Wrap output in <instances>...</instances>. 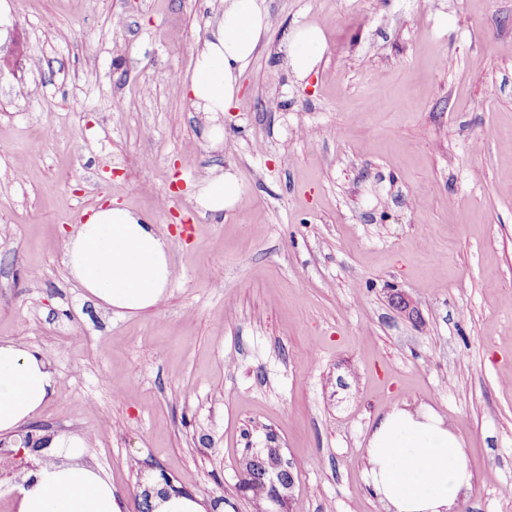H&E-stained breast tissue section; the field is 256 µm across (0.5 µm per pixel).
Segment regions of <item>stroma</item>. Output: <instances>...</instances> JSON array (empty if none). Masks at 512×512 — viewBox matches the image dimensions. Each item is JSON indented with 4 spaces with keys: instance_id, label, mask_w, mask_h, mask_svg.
I'll return each mask as SVG.
<instances>
[{
    "instance_id": "obj_1",
    "label": "stroma",
    "mask_w": 512,
    "mask_h": 512,
    "mask_svg": "<svg viewBox=\"0 0 512 512\" xmlns=\"http://www.w3.org/2000/svg\"><path fill=\"white\" fill-rule=\"evenodd\" d=\"M7 3L0 340L57 376L40 433L89 435L75 460L122 512L161 472L255 512L237 462L272 444L299 512H379L368 438L425 404L469 458L454 512H512V0H266L217 150L181 85L221 0ZM303 24L326 48L299 80L276 50ZM221 169L241 199L200 214L192 187ZM111 202L169 241L155 311L97 306L65 264ZM43 457L0 439V512Z\"/></svg>"
}]
</instances>
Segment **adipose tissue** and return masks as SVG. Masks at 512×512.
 <instances>
[{"label": "adipose tissue", "mask_w": 512, "mask_h": 512, "mask_svg": "<svg viewBox=\"0 0 512 512\" xmlns=\"http://www.w3.org/2000/svg\"><path fill=\"white\" fill-rule=\"evenodd\" d=\"M224 9L197 48L183 95L196 110L222 115L241 89L271 23L265 0H223ZM319 27L302 25L278 47L293 75L308 77L322 59ZM234 173L209 174L195 186L200 213L218 215L240 197ZM72 276L86 295L113 313L158 309L175 277L169 247L146 216L113 203L93 210L63 243ZM58 380L39 352L0 341V436H14L54 395ZM367 477L382 512H453L472 488L463 441L431 407L393 408L374 426L366 448ZM17 512H121L111 483L87 465L48 463L20 488Z\"/></svg>", "instance_id": "obj_1"}]
</instances>
